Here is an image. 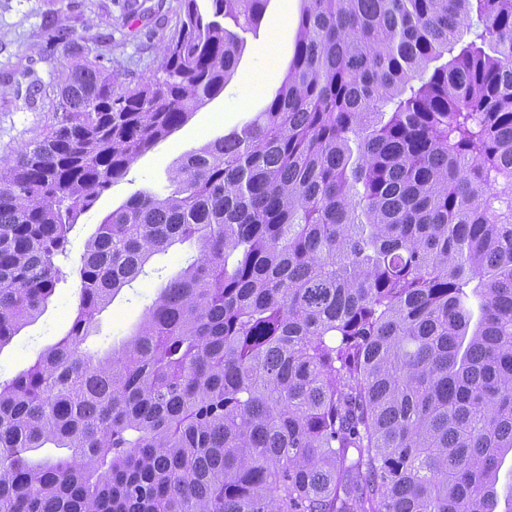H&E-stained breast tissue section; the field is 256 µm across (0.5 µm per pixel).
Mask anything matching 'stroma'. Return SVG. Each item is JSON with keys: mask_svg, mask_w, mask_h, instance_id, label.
Instances as JSON below:
<instances>
[{"mask_svg": "<svg viewBox=\"0 0 512 512\" xmlns=\"http://www.w3.org/2000/svg\"><path fill=\"white\" fill-rule=\"evenodd\" d=\"M179 0H137L128 13L126 0H0V155L42 134L53 123L40 93L52 89L68 53L85 46L127 87L155 75L159 49L173 29ZM301 0H269L257 32L244 36L236 72L223 92L200 107L167 140L140 157L125 181L104 193L82 215L70 236V257L79 259L87 238L103 218L138 190L166 183L168 166L183 152L223 136L261 111L282 85L293 55ZM57 24L70 28L68 44L46 47L45 34ZM156 277L139 278L123 288L98 318L86 346L102 352L132 334L151 304ZM79 300V283L61 281L44 312L0 349V379L32 366L42 352L65 335Z\"/></svg>", "mask_w": 512, "mask_h": 512, "instance_id": "obj_1", "label": "stroma"}]
</instances>
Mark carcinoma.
<instances>
[{"label": "carcinoma", "mask_w": 512, "mask_h": 512, "mask_svg": "<svg viewBox=\"0 0 512 512\" xmlns=\"http://www.w3.org/2000/svg\"><path fill=\"white\" fill-rule=\"evenodd\" d=\"M268 2L180 0L161 75L126 90L78 57L48 132L0 158V349L63 277L80 288L67 334L0 380V512H496L512 0H302L266 107L59 265L80 216L224 91ZM176 243L195 251L137 329L85 348ZM48 444L68 454L33 462Z\"/></svg>", "instance_id": "obj_1"}]
</instances>
